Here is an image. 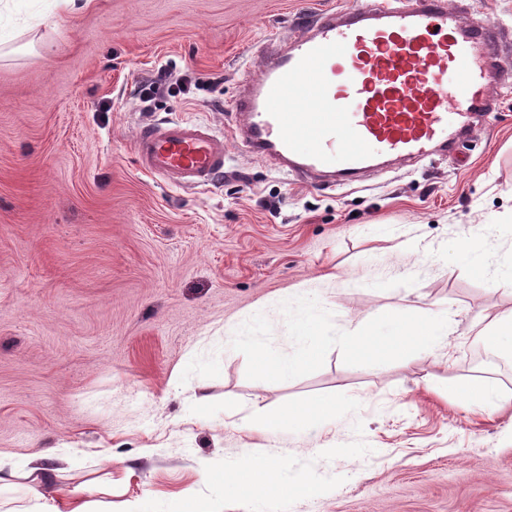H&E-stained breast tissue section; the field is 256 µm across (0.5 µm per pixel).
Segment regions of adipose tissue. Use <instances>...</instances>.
<instances>
[{
  "mask_svg": "<svg viewBox=\"0 0 512 512\" xmlns=\"http://www.w3.org/2000/svg\"><path fill=\"white\" fill-rule=\"evenodd\" d=\"M335 413V403L309 402L282 406L273 412L260 414L254 423L258 427L278 432L284 429H297L308 420L330 417ZM291 472L292 461L283 454L275 453L262 461L247 455L233 468L226 470L218 482L223 486H234L241 499L248 503L309 493L312 489L311 484L293 478Z\"/></svg>",
  "mask_w": 512,
  "mask_h": 512,
  "instance_id": "obj_1",
  "label": "adipose tissue"
}]
</instances>
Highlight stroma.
<instances>
[{"instance_id": "stroma-1", "label": "stroma", "mask_w": 512, "mask_h": 512, "mask_svg": "<svg viewBox=\"0 0 512 512\" xmlns=\"http://www.w3.org/2000/svg\"><path fill=\"white\" fill-rule=\"evenodd\" d=\"M361 0H0V454L47 463V497L90 512H245L215 478L247 453L291 457L317 493L268 512H512V409L467 410L475 376L512 393V355L472 325L512 309V89L453 151L350 185L298 180L233 132L242 79L301 23ZM221 76L189 99L142 84ZM224 136V173L181 187L143 172L134 137L164 121ZM316 296L337 329L383 310L448 315L446 349L256 385L235 329ZM331 399L296 432L257 407Z\"/></svg>"}]
</instances>
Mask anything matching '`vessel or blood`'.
Listing matches in <instances>:
<instances>
[{
	"label": "vessel or blood",
	"mask_w": 512,
	"mask_h": 512,
	"mask_svg": "<svg viewBox=\"0 0 512 512\" xmlns=\"http://www.w3.org/2000/svg\"><path fill=\"white\" fill-rule=\"evenodd\" d=\"M494 26L464 24L447 0H362L320 14L243 81L239 134L294 175L350 183L379 158H424L494 112L512 82V53ZM142 170L206 186L224 171V137L180 121L141 131Z\"/></svg>",
	"instance_id": "b4317fda"
}]
</instances>
